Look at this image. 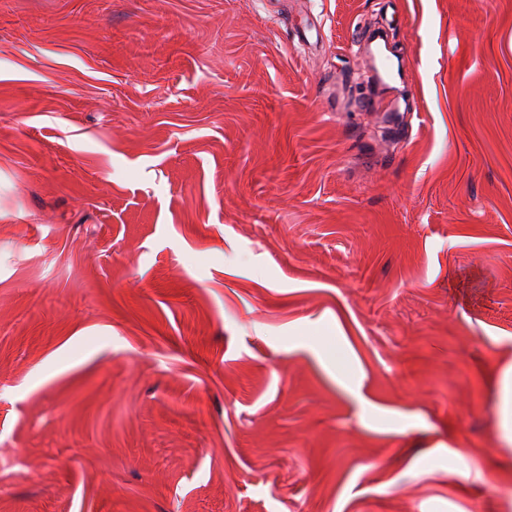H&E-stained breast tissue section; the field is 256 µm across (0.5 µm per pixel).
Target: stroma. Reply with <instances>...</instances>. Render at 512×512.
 Listing matches in <instances>:
<instances>
[{"label": "stroma", "mask_w": 512, "mask_h": 512, "mask_svg": "<svg viewBox=\"0 0 512 512\" xmlns=\"http://www.w3.org/2000/svg\"><path fill=\"white\" fill-rule=\"evenodd\" d=\"M507 380L512 0H0V512H512Z\"/></svg>", "instance_id": "stroma-1"}]
</instances>
